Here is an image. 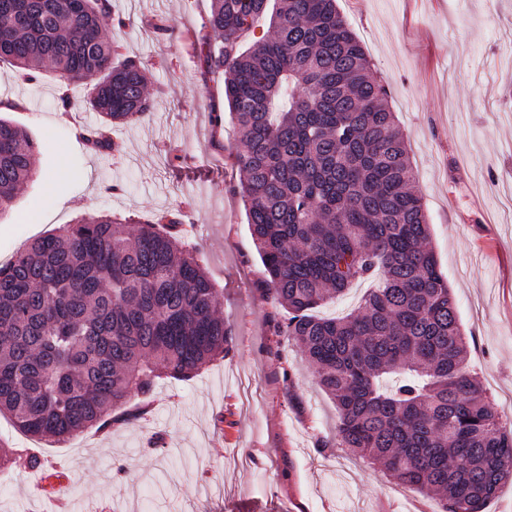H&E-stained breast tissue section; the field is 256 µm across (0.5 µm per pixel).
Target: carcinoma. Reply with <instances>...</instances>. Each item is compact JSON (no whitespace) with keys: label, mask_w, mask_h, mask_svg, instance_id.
<instances>
[{"label":"carcinoma","mask_w":512,"mask_h":512,"mask_svg":"<svg viewBox=\"0 0 512 512\" xmlns=\"http://www.w3.org/2000/svg\"><path fill=\"white\" fill-rule=\"evenodd\" d=\"M111 0H0V60L35 83L92 82L110 128L152 111L150 64L116 60ZM207 69L224 73L236 159L278 335L316 368L336 405L337 445L445 512H485L512 481V427L476 375L430 245V224L385 87L336 0H212ZM263 29L256 35L257 29ZM40 146L0 117V211L39 172ZM177 210L129 225L81 216L0 265V415L59 443L106 429L131 388L186 378L224 353L219 295L176 232ZM382 275L341 318L314 310Z\"/></svg>","instance_id":"cac0c4a2"}]
</instances>
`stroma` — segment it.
<instances>
[{"label": "stroma", "instance_id": "1", "mask_svg": "<svg viewBox=\"0 0 512 512\" xmlns=\"http://www.w3.org/2000/svg\"><path fill=\"white\" fill-rule=\"evenodd\" d=\"M107 27L122 54L151 65L149 118L113 128L119 159L92 152L78 130L99 125L71 94L56 109L55 72L14 80L0 61L7 119L41 147L39 172L0 213V263L81 215L144 221L182 210L180 231L219 291L231 337L199 373L131 390L124 418L48 446L0 416V443L62 465L65 498L120 512H441L379 463L336 445L338 414L312 367L275 333L288 315L266 291L240 197L237 129L214 126L224 76L200 47L211 0H112ZM389 91L409 147L432 247L468 339L465 366L512 413V0H337ZM120 192H110V185ZM41 472L0 471V512H63L39 490Z\"/></svg>", "mask_w": 512, "mask_h": 512}]
</instances>
